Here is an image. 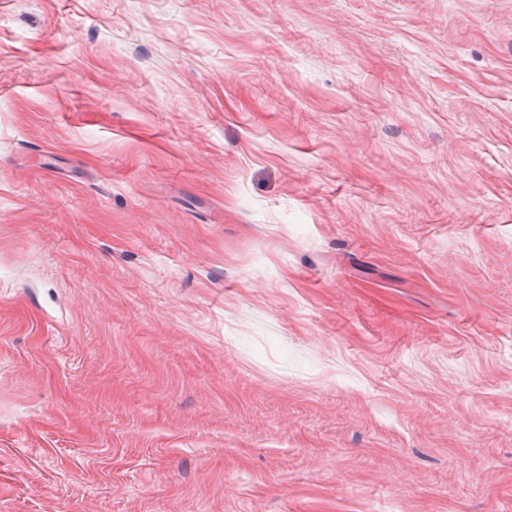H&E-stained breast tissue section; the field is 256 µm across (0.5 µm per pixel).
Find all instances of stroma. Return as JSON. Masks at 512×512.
Masks as SVG:
<instances>
[{"label":"stroma","mask_w":512,"mask_h":512,"mask_svg":"<svg viewBox=\"0 0 512 512\" xmlns=\"http://www.w3.org/2000/svg\"><path fill=\"white\" fill-rule=\"evenodd\" d=\"M0 512H512V0H0Z\"/></svg>","instance_id":"stroma-1"}]
</instances>
